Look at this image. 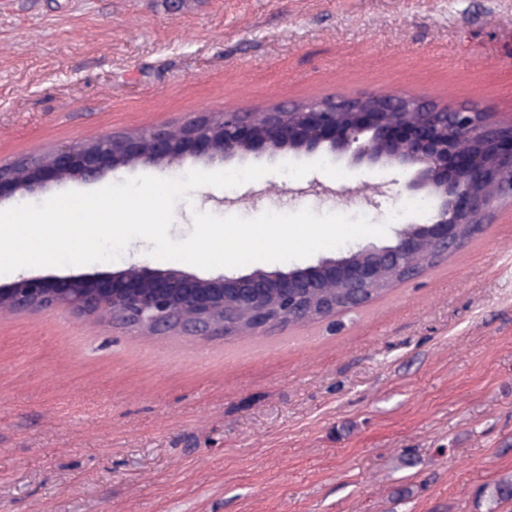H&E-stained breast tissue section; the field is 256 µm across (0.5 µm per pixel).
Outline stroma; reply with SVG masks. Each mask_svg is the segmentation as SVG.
Listing matches in <instances>:
<instances>
[{
	"mask_svg": "<svg viewBox=\"0 0 512 512\" xmlns=\"http://www.w3.org/2000/svg\"><path fill=\"white\" fill-rule=\"evenodd\" d=\"M368 92L512 119V0H0V164L104 134ZM203 186L179 202L252 219L364 216L392 244L412 193L354 197L388 167ZM0 195V210L143 175ZM25 267L23 278L158 266ZM512 474V204L461 249L335 316L235 336L0 311V512H487Z\"/></svg>",
	"mask_w": 512,
	"mask_h": 512,
	"instance_id": "obj_1",
	"label": "stroma"
}]
</instances>
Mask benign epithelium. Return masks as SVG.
<instances>
[{"mask_svg": "<svg viewBox=\"0 0 512 512\" xmlns=\"http://www.w3.org/2000/svg\"><path fill=\"white\" fill-rule=\"evenodd\" d=\"M388 99L375 92L357 97L355 104L349 97H333L298 105L294 112L272 107L259 120L248 111L203 112L178 127L106 135L83 148L60 145L43 159L28 160L21 174L0 175V192L34 194L50 181H91L108 170L160 167L193 150L210 163H224L324 148L336 160L346 157L353 164L409 173L391 180L395 194L405 190L431 196L434 222L405 225L390 245L351 250L288 271L257 268L240 276L200 278L173 268L134 265L112 278L21 279L0 286V305L30 313L68 308L83 318L106 316L146 332L184 312L191 322L183 330L199 336L225 333L230 315L250 322L256 332L301 321L308 316L312 290L325 283L342 288V294L322 304L320 317L360 306V289L380 287L394 267L406 269L409 278L419 274L428 265L425 243L446 256L492 221L499 202L512 201L509 191L484 189L492 174L512 173V120L501 122L470 106L440 105L411 95H398L394 103L401 110L419 108L416 117L398 113L387 118L382 107ZM464 135L480 147L462 148Z\"/></svg>", "mask_w": 512, "mask_h": 512, "instance_id": "obj_1", "label": "benign epithelium"}]
</instances>
